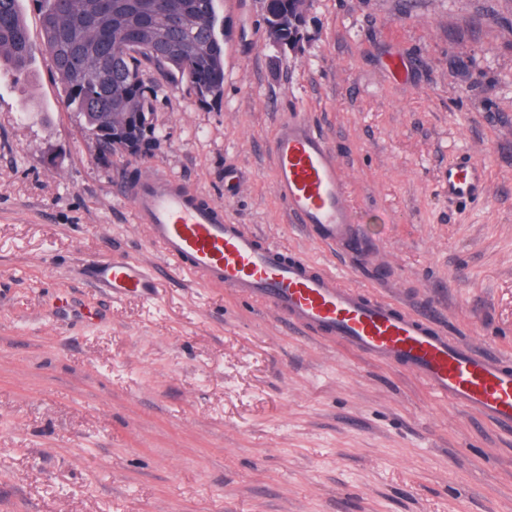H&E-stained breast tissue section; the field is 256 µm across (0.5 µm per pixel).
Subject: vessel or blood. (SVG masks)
Instances as JSON below:
<instances>
[{"label":"vessel or blood","mask_w":512,"mask_h":512,"mask_svg":"<svg viewBox=\"0 0 512 512\" xmlns=\"http://www.w3.org/2000/svg\"><path fill=\"white\" fill-rule=\"evenodd\" d=\"M271 154L276 191L296 222L319 243L363 252L368 239L326 137L292 115L279 125ZM487 186L486 167L468 153L449 161V202H479ZM129 195L152 244L200 282L224 285L278 311L293 326L411 371L456 406L512 431V362L460 343L430 313L346 285L326 267L261 240L232 223L223 207L174 180L150 175ZM97 277L113 294L154 296V282L140 264L115 260L98 267Z\"/></svg>","instance_id":"1"}]
</instances>
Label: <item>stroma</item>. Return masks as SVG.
I'll list each match as a JSON object with an SVG mask.
<instances>
[{
	"label": "stroma",
	"mask_w": 512,
	"mask_h": 512,
	"mask_svg": "<svg viewBox=\"0 0 512 512\" xmlns=\"http://www.w3.org/2000/svg\"><path fill=\"white\" fill-rule=\"evenodd\" d=\"M214 8L223 97L145 70V156L99 162L47 55L0 67V512H512V433L176 270L126 193L165 175L512 359V0H312L293 49L267 40L265 0ZM289 114L335 148L364 255L312 241L277 195ZM460 151L489 174L468 208L441 185ZM117 257L153 275V301L97 280Z\"/></svg>",
	"instance_id": "35a3bbf8"
}]
</instances>
